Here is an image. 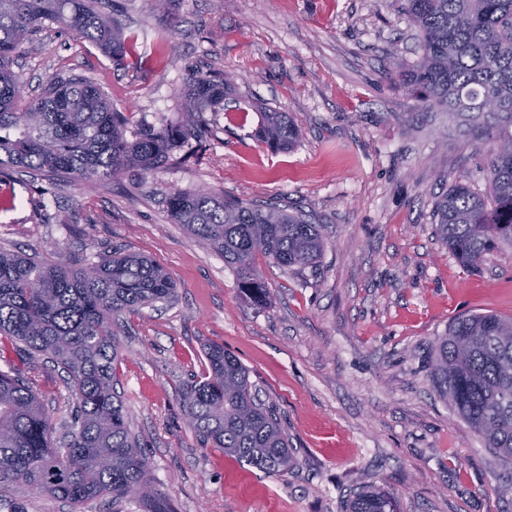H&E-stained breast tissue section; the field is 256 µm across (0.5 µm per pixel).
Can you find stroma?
<instances>
[{
	"label": "stroma",
	"instance_id": "obj_1",
	"mask_svg": "<svg viewBox=\"0 0 512 512\" xmlns=\"http://www.w3.org/2000/svg\"><path fill=\"white\" fill-rule=\"evenodd\" d=\"M406 0H112L142 64L49 23L18 50L25 100L50 82L89 79L133 130L183 120L191 78L233 83L209 136L181 164L128 171L88 187L0 168V250L95 264L120 248L170 274L167 303L118 317L117 389L177 512H345L373 484L398 512H512L511 479L429 376L432 344L455 318L512 317V249L466 268L435 230L434 205L454 182L485 189L484 147L496 117L418 108L400 73L421 55ZM288 114L294 148L257 141L259 107ZM273 204L323 225L318 263L284 269L256 255L267 288L254 305L233 269L167 215L168 192ZM235 354L288 435L294 466L259 472L206 444L183 386L205 376L206 343ZM32 382L53 439L75 423L67 377L37 356L0 350V370ZM0 512H139L80 508L23 486L0 488Z\"/></svg>",
	"mask_w": 512,
	"mask_h": 512
}]
</instances>
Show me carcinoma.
<instances>
[{"label":"carcinoma","instance_id":"carcinoma-1","mask_svg":"<svg viewBox=\"0 0 512 512\" xmlns=\"http://www.w3.org/2000/svg\"><path fill=\"white\" fill-rule=\"evenodd\" d=\"M102 0H0V165L35 170L51 182L89 186L130 168L155 169L175 143H203L205 113L224 103L229 82L220 73L193 78L181 103L191 120L148 129L127 139V118L92 83H49L41 96H23L11 65L19 46L47 22L92 41L124 63L135 55ZM422 54L401 75L422 108L481 112L499 105L501 123L484 166L485 192L455 183L435 203L436 232L465 266L512 246V0H407ZM258 140L293 149L298 131L284 112L262 114ZM174 224L224 256L238 288L254 304L266 288L254 263L261 253L284 268L317 263L327 244L322 226L303 215L199 190L166 198ZM175 293L169 275L151 260L120 250L97 264L48 260L0 251V341L27 357L45 355L68 375L77 428L51 442L49 415L25 381L0 371V484L19 482L75 507L92 499L135 500L142 512H175L150 478L148 460L130 429L114 387L121 342L112 318ZM207 376L188 382L182 400L204 442L268 474L293 467L288 437L270 406L253 391L246 367L224 346L205 347ZM431 378L439 394L512 469V317L460 316L433 344ZM347 512H396L394 497L367 486Z\"/></svg>","mask_w":512,"mask_h":512}]
</instances>
